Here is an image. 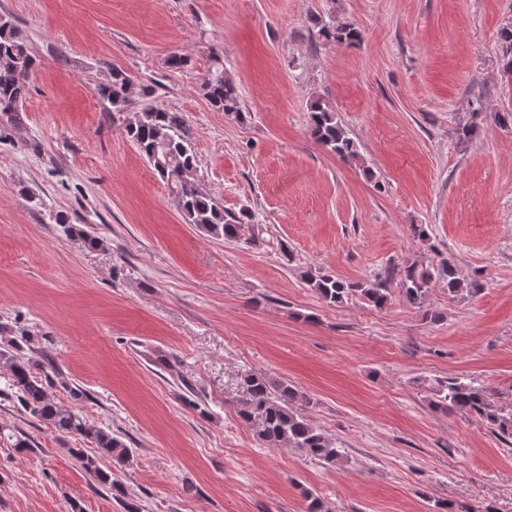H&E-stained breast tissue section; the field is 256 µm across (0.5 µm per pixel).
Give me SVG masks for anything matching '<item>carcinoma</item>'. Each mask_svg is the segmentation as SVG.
<instances>
[{"label": "carcinoma", "instance_id": "obj_1", "mask_svg": "<svg viewBox=\"0 0 512 512\" xmlns=\"http://www.w3.org/2000/svg\"><path fill=\"white\" fill-rule=\"evenodd\" d=\"M328 41L353 45L360 40L359 30L350 23H325L320 27ZM37 60L11 16L0 14V113L20 110L29 95V73ZM211 105L225 114L242 118L240 93L235 82L224 72L221 56L213 58L202 83ZM95 93L114 112H124L136 96H147V87L139 86L127 73L114 70L95 84ZM129 137L145 161L167 184L171 200L186 223L206 234L226 241H237L244 228L255 229L254 214L247 208L231 210L216 197L204 192L194 178L198 159L191 144V128L181 112L145 106L127 124ZM309 136L342 160L356 159L355 141L338 120L336 111L316 102L311 107ZM306 282L330 306L340 307L353 299L376 307L385 305L392 296L386 284L399 280L403 298L412 306L424 308L431 285L444 287L449 299L463 293H475L477 284L467 283L455 264L442 260L436 265L415 263L388 272L378 282L347 281L328 274L305 273ZM15 340L8 339L0 348V363L8 367V389L29 415L49 425L55 433L74 441H88L97 453L70 448L82 468L102 486L114 488L112 470L102 467L103 460L125 463L131 449L117 434L91 424L71 407L49 399L45 384L56 372L50 363H35L22 354ZM415 383L431 395L430 405L443 412L457 411L473 417L503 441H512V410L506 411L494 400V393L471 379L461 377H418ZM241 397L238 416L255 427L259 439L270 446H288L302 450L311 460L334 467L344 463L341 446L328 438L305 413L313 400L294 384L280 380L273 383L262 373L249 372L240 381Z\"/></svg>", "mask_w": 512, "mask_h": 512}]
</instances>
